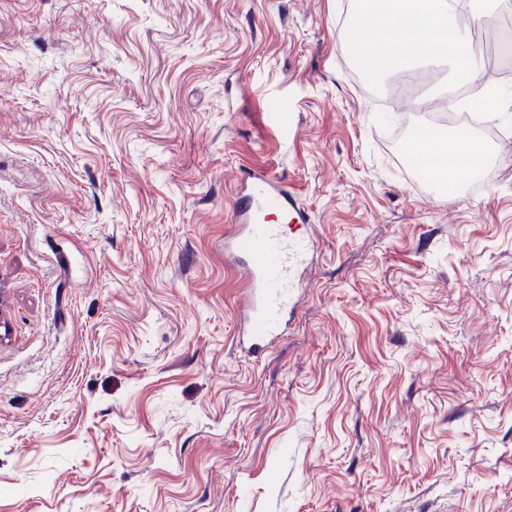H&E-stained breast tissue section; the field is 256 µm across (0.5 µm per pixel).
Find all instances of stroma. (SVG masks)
<instances>
[{
  "mask_svg": "<svg viewBox=\"0 0 512 512\" xmlns=\"http://www.w3.org/2000/svg\"><path fill=\"white\" fill-rule=\"evenodd\" d=\"M355 0H0V512H512V139L435 195ZM512 129V77L481 54ZM317 241L262 357L236 179Z\"/></svg>",
  "mask_w": 512,
  "mask_h": 512,
  "instance_id": "35a3bbf8",
  "label": "stroma"
}]
</instances>
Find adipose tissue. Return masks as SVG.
Masks as SVG:
<instances>
[{
	"label": "adipose tissue",
	"instance_id": "adipose-tissue-1",
	"mask_svg": "<svg viewBox=\"0 0 512 512\" xmlns=\"http://www.w3.org/2000/svg\"><path fill=\"white\" fill-rule=\"evenodd\" d=\"M503 5V0H363V7L349 23L354 45H361L366 33L378 40L371 60L374 73L403 71L418 62H446L462 76L468 87L467 104H488L487 86L482 80L477 55L465 30L456 23L467 15L473 26L487 25ZM412 154L437 151L467 161V174L478 173L487 151L478 139L453 135L418 138L412 141Z\"/></svg>",
	"mask_w": 512,
	"mask_h": 512
}]
</instances>
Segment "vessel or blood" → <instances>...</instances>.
Wrapping results in <instances>:
<instances>
[{"instance_id": "1", "label": "vessel or blood", "mask_w": 512, "mask_h": 512, "mask_svg": "<svg viewBox=\"0 0 512 512\" xmlns=\"http://www.w3.org/2000/svg\"><path fill=\"white\" fill-rule=\"evenodd\" d=\"M263 211L292 214L298 224L309 221L307 212L294 204L293 188L267 173L242 171L224 256L245 275L238 306L239 333L248 353L256 357L268 349L285 318L296 309L302 296V271L313 249L311 239L260 221Z\"/></svg>"}]
</instances>
